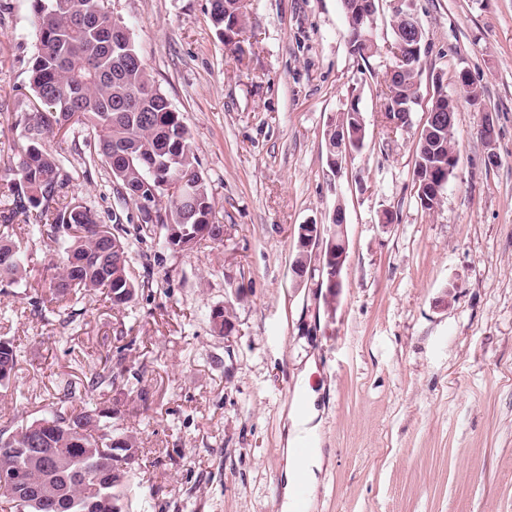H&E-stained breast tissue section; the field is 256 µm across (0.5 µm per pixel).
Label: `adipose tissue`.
I'll list each match as a JSON object with an SVG mask.
<instances>
[{
  "mask_svg": "<svg viewBox=\"0 0 512 512\" xmlns=\"http://www.w3.org/2000/svg\"><path fill=\"white\" fill-rule=\"evenodd\" d=\"M315 369L314 363H307L304 373L300 375L302 383L301 394L293 402L289 412L291 431L287 438L288 450H285L286 466L283 473V497L280 504L281 512H289L291 507L293 482L296 475H303L310 489H317L320 484V475L324 467V453L322 449H313L312 453L304 459L296 458L291 450L302 435L317 436L320 425L317 421L319 411L316 407L317 394L309 386V374Z\"/></svg>",
  "mask_w": 512,
  "mask_h": 512,
  "instance_id": "ef3b65f1",
  "label": "adipose tissue"
}]
</instances>
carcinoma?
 Wrapping results in <instances>:
<instances>
[{
	"label": "carcinoma",
	"mask_w": 512,
	"mask_h": 512,
	"mask_svg": "<svg viewBox=\"0 0 512 512\" xmlns=\"http://www.w3.org/2000/svg\"><path fill=\"white\" fill-rule=\"evenodd\" d=\"M234 4L210 0L220 38L232 23ZM34 14L38 46L30 87L44 111L28 119L25 145L3 175L13 199L0 213V282L16 284L27 275L24 254L12 240L11 221L22 215L29 232L54 240L62 258L40 303L102 288L119 309L141 287L131 272L128 230L104 225L90 207L65 201L61 161L45 139L76 124L93 135L96 155L120 186L117 194L138 204L139 242L160 226L167 248L182 252L203 240L224 241V225L214 221L215 200L196 170L181 113L157 87L128 27L112 18L105 0H34ZM346 126L353 147L364 146L365 126L353 117ZM440 134L437 143L419 138L414 167L426 175L448 174L455 126ZM184 179L193 184L191 204L159 190L152 202L165 203L164 209L141 205L150 188ZM18 360L14 342L0 339L1 389L9 386ZM113 383L114 372L104 370L91 373L87 387ZM70 399L66 390L49 416L0 432V475L20 472L24 484L20 494L0 485L12 512H128L135 466L127 452L139 455L137 436L119 423L117 411L97 405L74 413Z\"/></svg>",
	"instance_id": "cac0c4a2"
}]
</instances>
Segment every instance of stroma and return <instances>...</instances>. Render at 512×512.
I'll use <instances>...</instances> for the list:
<instances>
[{"mask_svg":"<svg viewBox=\"0 0 512 512\" xmlns=\"http://www.w3.org/2000/svg\"><path fill=\"white\" fill-rule=\"evenodd\" d=\"M379 53L349 48L340 0H247L229 51L209 0H109L157 87L191 132L223 242L179 253L156 229L131 253L146 283L130 307L105 290L34 310L58 272L56 244L13 238L27 277L0 285V337L20 350L0 390V430L43 417L72 385V410L116 406L148 482L131 512H279L282 450L308 361L326 463L308 512H512V0H406L423 27L410 123L383 127L395 0H377ZM32 0H0V173L34 110ZM468 71L477 101L458 98ZM457 97L458 165L439 208L412 179L436 89ZM357 102L365 145L340 169L324 132ZM493 118L496 135L481 127ZM72 201L135 231L112 172L80 128L52 136ZM344 205L347 257L335 307L291 272L303 224ZM230 310L231 337L213 309ZM122 364L114 397L90 374Z\"/></svg>","mask_w":512,"mask_h":512,"instance_id":"obj_1","label":"stroma"}]
</instances>
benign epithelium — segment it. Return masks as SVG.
Segmentation results:
<instances>
[{
  "label": "benign epithelium",
  "mask_w": 512,
  "mask_h": 512,
  "mask_svg": "<svg viewBox=\"0 0 512 512\" xmlns=\"http://www.w3.org/2000/svg\"><path fill=\"white\" fill-rule=\"evenodd\" d=\"M348 16L352 17L358 29L365 30L363 39L375 42V29L377 21V9L375 0H354L345 3ZM401 27L406 34L405 39H398L387 46L388 52L393 58V63L388 68L382 107L387 127L394 132L399 128L409 125L410 112H404L398 118H393L392 113L399 109L391 101L390 90L393 78L400 76L406 78L415 75L413 67L409 66V58L419 53V38L422 26L417 16L401 8L396 9L393 27ZM346 115L348 111L338 113L336 117V144H328V163L332 168L342 164L343 159L352 153V146L346 131ZM312 229L310 236L303 239L304 254L309 257L310 269L328 267V288L333 292H340L342 288L340 271L343 268L347 256V241L345 237V212L341 207L336 208V223L329 226L310 224Z\"/></svg>",
  "instance_id": "benign-epithelium-1"
}]
</instances>
